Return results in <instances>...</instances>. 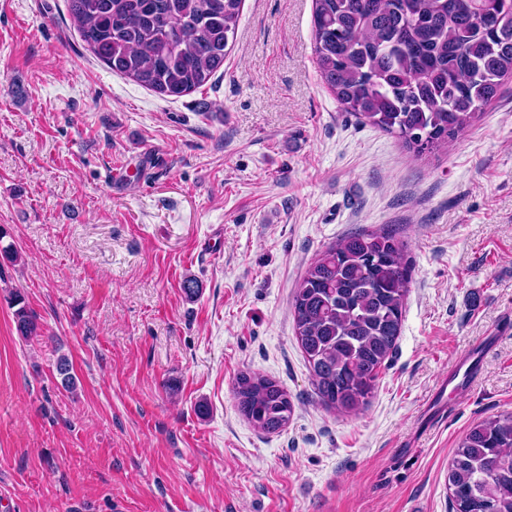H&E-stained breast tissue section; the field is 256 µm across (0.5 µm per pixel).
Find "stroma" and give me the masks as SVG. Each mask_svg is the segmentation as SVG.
<instances>
[{
  "mask_svg": "<svg viewBox=\"0 0 512 512\" xmlns=\"http://www.w3.org/2000/svg\"><path fill=\"white\" fill-rule=\"evenodd\" d=\"M312 10L244 0L223 71L173 98L100 62L67 0H0V512H450L453 448L512 411V83L415 154L322 82ZM380 229L411 263L402 331L367 406L337 414L293 292ZM463 354L479 379L433 422ZM243 372L290 394L282 431L240 414Z\"/></svg>",
  "mask_w": 512,
  "mask_h": 512,
  "instance_id": "35a3bbf8",
  "label": "stroma"
}]
</instances>
